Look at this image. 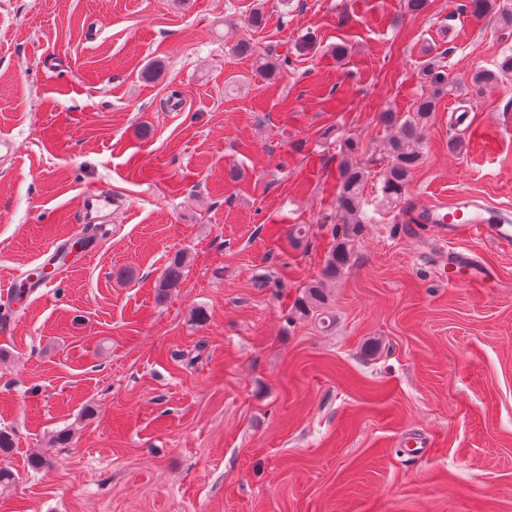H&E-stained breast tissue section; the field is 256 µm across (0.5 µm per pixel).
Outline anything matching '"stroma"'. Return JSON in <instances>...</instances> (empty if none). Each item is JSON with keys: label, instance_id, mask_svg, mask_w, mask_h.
Instances as JSON below:
<instances>
[{"label": "stroma", "instance_id": "35a3bbf8", "mask_svg": "<svg viewBox=\"0 0 512 512\" xmlns=\"http://www.w3.org/2000/svg\"><path fill=\"white\" fill-rule=\"evenodd\" d=\"M464 2L0 0V287L71 245L86 189L126 203L89 260L8 313L0 512H512V248L458 242L493 280L452 288L447 231L412 221L462 192L512 204V78L471 83L512 28ZM241 39L288 64L264 75ZM430 44L458 91L388 210L379 116L425 90ZM348 138L371 222L320 317L300 302ZM43 449L52 467L31 469ZM187 265L188 255L185 252H177L170 258L158 285L160 294H164L168 289L176 288L179 285Z\"/></svg>", "mask_w": 512, "mask_h": 512}]
</instances>
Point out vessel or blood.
Masks as SVG:
<instances>
[{"label": "vessel or blood", "mask_w": 512, "mask_h": 512, "mask_svg": "<svg viewBox=\"0 0 512 512\" xmlns=\"http://www.w3.org/2000/svg\"><path fill=\"white\" fill-rule=\"evenodd\" d=\"M83 208L86 214L99 213L111 206H120L122 199L111 191L93 187L84 191ZM422 224H444L448 227V271L468 273L467 285L483 288L488 284L486 270L476 266L471 257L456 248L458 241L484 238L503 246L512 245V206L508 204L490 205L468 195H459L453 202H436L420 210L415 216ZM53 280L22 277L8 287L0 289V300L9 301L19 294L32 295L42 289L53 287Z\"/></svg>", "instance_id": "b4317fda"}]
</instances>
